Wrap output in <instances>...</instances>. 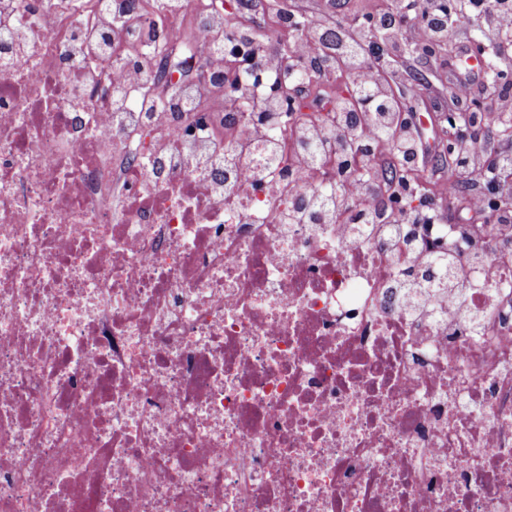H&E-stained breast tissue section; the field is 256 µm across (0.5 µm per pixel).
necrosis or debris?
<instances>
[{
  "instance_id": "1",
  "label": "necrosis or debris",
  "mask_w": 512,
  "mask_h": 512,
  "mask_svg": "<svg viewBox=\"0 0 512 512\" xmlns=\"http://www.w3.org/2000/svg\"><path fill=\"white\" fill-rule=\"evenodd\" d=\"M157 8L0 0V512H512V224L411 287L412 225L304 210L287 21L258 84Z\"/></svg>"
}]
</instances>
